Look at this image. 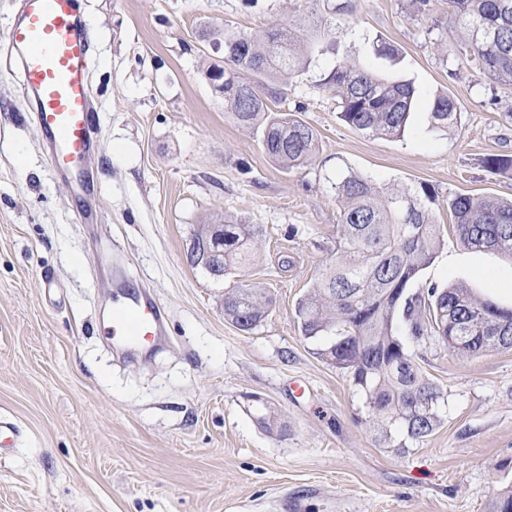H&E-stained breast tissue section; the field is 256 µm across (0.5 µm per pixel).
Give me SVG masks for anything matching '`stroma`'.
<instances>
[{
	"mask_svg": "<svg viewBox=\"0 0 512 512\" xmlns=\"http://www.w3.org/2000/svg\"><path fill=\"white\" fill-rule=\"evenodd\" d=\"M17 9L0 0V512H486L512 485V350L408 343L443 399L433 432L400 452L296 316L336 246L340 168L430 187L443 243L419 284L512 307V259L463 246L446 204L512 198V176L481 165L512 152V87L468 64L448 0H429L423 18L409 0H319L335 48L279 104L315 129L319 151L289 170L225 112L208 34L266 30L303 16L305 0H80L99 146L86 219L21 88L7 43ZM378 39L397 58L377 56ZM348 54L417 85L401 135L339 120L321 80ZM440 92L460 106L446 132L428 120ZM228 214L261 225L265 243L246 273L217 279L187 250ZM121 279L166 311V340L133 360L104 333ZM242 283L273 299L248 332L224 318L225 291Z\"/></svg>",
	"mask_w": 512,
	"mask_h": 512,
	"instance_id": "obj_1",
	"label": "stroma"
}]
</instances>
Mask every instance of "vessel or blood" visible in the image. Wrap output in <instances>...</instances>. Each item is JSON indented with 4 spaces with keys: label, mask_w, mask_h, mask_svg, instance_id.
Returning <instances> with one entry per match:
<instances>
[{
    "label": "vessel or blood",
    "mask_w": 512,
    "mask_h": 512,
    "mask_svg": "<svg viewBox=\"0 0 512 512\" xmlns=\"http://www.w3.org/2000/svg\"><path fill=\"white\" fill-rule=\"evenodd\" d=\"M9 42L22 69L23 89L51 143L55 171L80 175L92 150L89 77L91 37L78 0H22ZM165 313L143 289L117 287L107 333L130 348L163 335Z\"/></svg>",
    "instance_id": "vessel-or-blood-1"
}]
</instances>
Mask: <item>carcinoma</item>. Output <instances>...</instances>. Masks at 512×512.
<instances>
[{
    "label": "carcinoma",
    "instance_id": "obj_1",
    "mask_svg": "<svg viewBox=\"0 0 512 512\" xmlns=\"http://www.w3.org/2000/svg\"><path fill=\"white\" fill-rule=\"evenodd\" d=\"M468 60L488 80L512 86V0H449ZM323 27L279 21L264 32H245L230 24L212 40L224 48V111L240 125L260 132L265 153L291 169L318 151L314 129L271 103L287 96L291 81L315 55L328 50ZM321 86L336 97L338 118L363 134L397 136L411 119L417 90L410 79L388 78L355 58H338ZM431 128L446 131L459 119L456 100L434 97ZM491 174H512V155L481 160ZM340 224L336 251L325 260L296 315L307 338H320L319 355L344 370L362 395L373 423L400 430L398 447L418 443L439 422L443 394L417 366L405 339L435 336L448 350L468 356L512 350V308L477 298L464 285L409 292L442 244L428 208L435 201L421 190H389L368 176L336 171L334 183ZM453 231L471 248L494 250L512 259V201L469 193L448 197ZM259 224H240L224 216V250L215 262L224 277L254 265L263 240ZM272 299L262 289L241 285L224 293V318L242 331L265 319ZM487 512H512V488L489 501Z\"/></svg>",
    "mask_w": 512,
    "mask_h": 512
}]
</instances>
